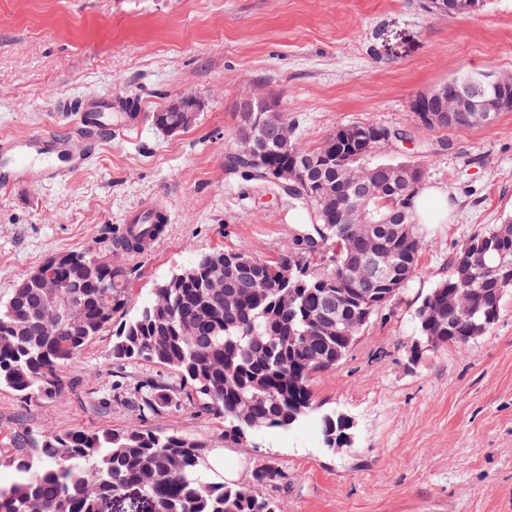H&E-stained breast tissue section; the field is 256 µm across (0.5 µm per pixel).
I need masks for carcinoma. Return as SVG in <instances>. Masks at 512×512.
Returning a JSON list of instances; mask_svg holds the SVG:
<instances>
[{
	"mask_svg": "<svg viewBox=\"0 0 512 512\" xmlns=\"http://www.w3.org/2000/svg\"><path fill=\"white\" fill-rule=\"evenodd\" d=\"M325 142L348 163L324 168L316 183L295 195L314 210L328 242L338 248L332 264L317 269L310 257L271 261L253 253L213 250L157 284L153 299L127 319L124 267L100 257L92 268L90 252L64 253L55 273L66 288L57 296L39 294L27 276L0 299V388L25 399L61 394L65 370L75 367L85 346L110 329L111 360H147L180 380L176 392L154 380L139 385L136 403L144 418L186 398L199 411L224 418V441L232 444L298 422L312 409V375L338 365L330 355L346 350L351 345L347 337L363 331L362 321L385 309L417 276L423 246L413 208L422 177L404 187L396 183L387 171L390 162L377 159L382 142L370 135L368 124L339 128ZM362 178L378 192L398 228L396 234L377 232L395 267L364 298L344 277L345 266L371 254L369 243L349 236V223L368 222L374 205L346 215ZM510 227L511 216L461 244L448 262L447 277L416 310L420 335L440 337L442 348L467 345V308L487 307L494 289L512 288V280L474 269L489 242L512 253ZM237 264L250 266L254 283L226 307L211 298L209 279ZM331 294L344 296L339 305L344 330L327 332L321 326L319 312ZM70 301L81 305L77 322L59 325L52 336L40 335L36 311ZM206 453L202 440L138 425L37 436L16 431L0 448V466L18 474L9 486H0V512H99L101 502L128 493L134 497L127 512H278L274 500L249 488L208 480ZM279 478L275 467L262 466L254 470L252 483L263 487Z\"/></svg>",
	"mask_w": 512,
	"mask_h": 512,
	"instance_id": "1",
	"label": "carcinoma"
}]
</instances>
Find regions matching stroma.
I'll list each match as a JSON object with an SVG mask.
<instances>
[{"instance_id":"stroma-1","label":"stroma","mask_w":512,"mask_h":512,"mask_svg":"<svg viewBox=\"0 0 512 512\" xmlns=\"http://www.w3.org/2000/svg\"><path fill=\"white\" fill-rule=\"evenodd\" d=\"M426 0H0V135L72 130L66 99L137 97L125 133H101L87 165L62 181L0 189V298L50 257L117 255L135 315L155 285L201 254L236 250L275 260L301 251L300 225L277 187L230 171L240 99L275 95L315 149L336 129L378 124L411 134L381 159L413 161L424 188L448 193V218L428 227L419 274L375 315L334 368L312 376L314 407L287 430L225 442L224 420L190 402L144 425L208 445V477L237 485L271 465L261 492L280 512H512V291L490 333L462 348L413 353L415 312L475 232L512 216V111L489 126H420L416 94L463 71L512 73V0L473 15L429 13ZM203 101L194 123L167 134L152 113L173 96ZM171 221L150 252H117L124 214L156 195ZM111 332L86 346L68 389L27 400L0 389V438L18 431L122 430L132 401L92 410L89 393L118 381L178 380L158 365L112 363ZM353 422L354 442H323L324 414Z\"/></svg>"}]
</instances>
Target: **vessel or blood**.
Listing matches in <instances>:
<instances>
[{"label": "vessel or blood", "instance_id": "obj_1", "mask_svg": "<svg viewBox=\"0 0 512 512\" xmlns=\"http://www.w3.org/2000/svg\"><path fill=\"white\" fill-rule=\"evenodd\" d=\"M79 121L88 137H95L100 127L96 115L100 112L123 113L134 111L133 101L109 97H95L77 102ZM65 154L82 158L83 148L68 135L52 132H33L23 137H0V187L7 189L43 180H59L63 171L50 164L53 155ZM169 213L160 204L147 202L129 211L123 217V229L137 232L142 224H164Z\"/></svg>", "mask_w": 512, "mask_h": 512}]
</instances>
